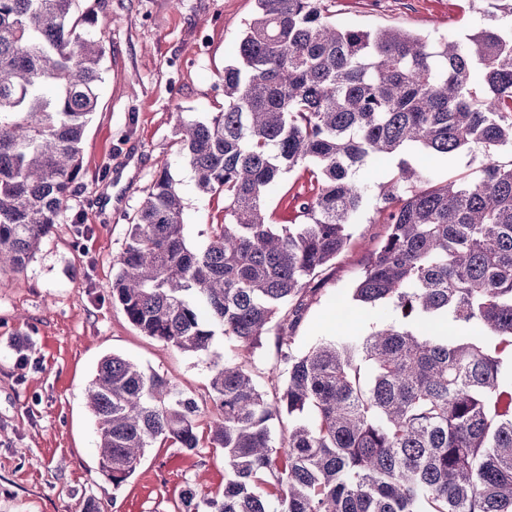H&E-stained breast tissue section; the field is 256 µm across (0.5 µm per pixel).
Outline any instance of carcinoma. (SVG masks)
<instances>
[{
  "label": "carcinoma",
  "instance_id": "cac0c4a2",
  "mask_svg": "<svg viewBox=\"0 0 512 512\" xmlns=\"http://www.w3.org/2000/svg\"><path fill=\"white\" fill-rule=\"evenodd\" d=\"M81 0H0V271L24 270L78 187L103 45ZM328 0H256L224 111L175 115L179 155L224 223L186 232L170 171L130 218L109 292L143 335L209 361L211 408L112 354L87 389L113 490L148 448L224 450V491L189 483L178 512H512V0L463 40L337 23ZM477 148L476 178L432 182L398 162L379 183L385 238L348 315L366 333L291 344L308 283L347 247L352 172L405 147ZM304 168L289 224L268 192ZM276 331L274 393L251 352ZM277 422L280 435L272 434ZM218 346L224 349V357L238 360H242V357L248 360V367L252 370L258 385L267 392L273 390L270 380L271 372L278 364V351L274 331L262 337L261 346L255 349L250 356L247 355L248 358L240 354L241 352L238 350L236 342L227 336L219 338Z\"/></svg>",
  "mask_w": 512,
  "mask_h": 512
}]
</instances>
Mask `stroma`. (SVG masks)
I'll return each mask as SVG.
<instances>
[{
	"mask_svg": "<svg viewBox=\"0 0 512 512\" xmlns=\"http://www.w3.org/2000/svg\"><path fill=\"white\" fill-rule=\"evenodd\" d=\"M336 22L360 28L398 25L432 38H455L486 24L484 0H332ZM96 32L105 56L98 106L83 136L82 178L55 231L22 275L0 272V512H174L185 484L203 494L224 487V452L148 449L120 493L99 470L96 424L86 389L100 359L122 355L164 373L197 400L207 396V360L143 336L109 293L113 262L129 219L162 169L185 201L189 237L224 221V199L204 196L179 155L176 112L224 109L231 62L255 0H100ZM412 167L436 182L471 172L480 150L447 156L409 151ZM357 169L365 204L348 249L307 286L292 347L365 331L336 314L387 227L375 223L379 170ZM82 235H74V223Z\"/></svg>",
	"mask_w": 512,
	"mask_h": 512,
	"instance_id": "obj_1",
	"label": "stroma"
}]
</instances>
